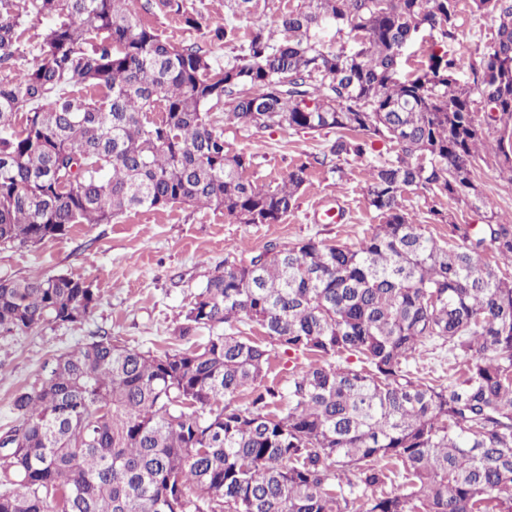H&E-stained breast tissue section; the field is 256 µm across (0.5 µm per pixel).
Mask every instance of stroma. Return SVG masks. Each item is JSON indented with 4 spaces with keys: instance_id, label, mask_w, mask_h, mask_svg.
Segmentation results:
<instances>
[{
    "instance_id": "stroma-1",
    "label": "stroma",
    "mask_w": 512,
    "mask_h": 512,
    "mask_svg": "<svg viewBox=\"0 0 512 512\" xmlns=\"http://www.w3.org/2000/svg\"><path fill=\"white\" fill-rule=\"evenodd\" d=\"M186 11L200 12L207 27H186L180 15L147 0L140 16L172 42L195 45L213 59L227 61L237 53L233 42L211 38L213 29L232 25L247 33L254 25L274 27L281 11L300 0H268L248 16H231L225 0H181ZM458 41L480 59L491 43L497 23L476 10L472 0H460ZM224 126L230 152L251 158L246 176L253 183L273 186L301 161L322 155L335 132H303L274 127L244 129L224 121L223 109L212 113ZM495 140H488L475 163V179L496 211L512 214V172L495 158ZM367 165L350 158L338 170L314 166L298 205L275 224H243L223 211L178 204L163 210H139L109 224H81L64 236L34 248L0 250V275L50 276L73 274L91 282L100 303L86 321L74 325L46 324L26 333L0 331V431L15 423L12 399L16 391L32 389L42 370L68 349L108 334L130 348L162 352L183 348L175 333L182 313L224 261H249L268 245L284 247L310 238L358 248L380 219L366 201ZM405 208L426 233L438 239L448 227L430 221V208L443 210L459 224H479L480 212L418 188L408 191Z\"/></svg>"
}]
</instances>
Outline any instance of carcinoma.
Returning <instances> with one entry per match:
<instances>
[{
	"label": "carcinoma",
	"instance_id": "carcinoma-1",
	"mask_svg": "<svg viewBox=\"0 0 512 512\" xmlns=\"http://www.w3.org/2000/svg\"><path fill=\"white\" fill-rule=\"evenodd\" d=\"M459 2L301 0L220 64L142 23L139 0H31L53 23L25 68L23 11L0 0V247L177 203L276 224L312 164L395 149L368 167L381 224L357 249L310 238L215 268L178 336L230 332L161 353L100 336L18 391L0 433V512H512V273L500 269L512 216L474 179L486 145L476 95L498 109L512 172V79L489 82L484 64L444 50ZM473 3L497 22L484 58L512 60V0ZM425 31L427 64L401 70ZM220 104L246 128L336 139L265 188L226 148ZM413 188L484 223L428 236L402 204ZM99 300L71 274L1 276L0 330L77 324ZM245 320L264 340L234 331ZM429 342L458 364L446 385L409 370ZM272 345L307 359L286 387L267 381ZM392 477L399 490L382 491Z\"/></svg>",
	"mask_w": 512,
	"mask_h": 512
}]
</instances>
